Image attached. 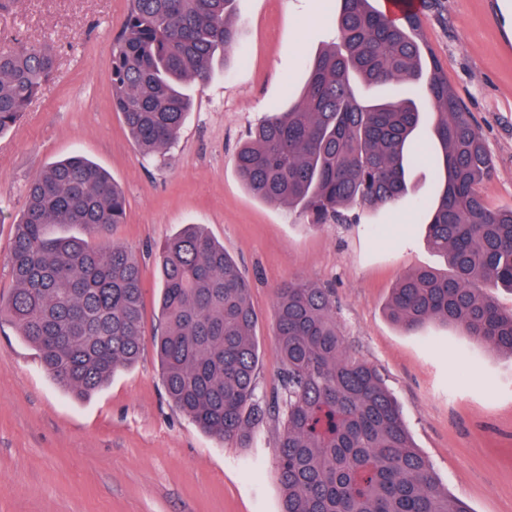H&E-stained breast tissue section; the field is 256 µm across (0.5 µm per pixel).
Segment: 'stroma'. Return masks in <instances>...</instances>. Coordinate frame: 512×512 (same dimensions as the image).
<instances>
[{"instance_id": "1", "label": "stroma", "mask_w": 512, "mask_h": 512, "mask_svg": "<svg viewBox=\"0 0 512 512\" xmlns=\"http://www.w3.org/2000/svg\"><path fill=\"white\" fill-rule=\"evenodd\" d=\"M334 0H236L237 41L206 84L176 144L139 156L112 109L107 75L129 0H14L0 10V45L51 44L56 73L0 137V291L30 180L78 152L106 168L126 197L107 235L141 261L146 338L138 361L85 399L41 367L11 326L0 327V512H280L277 430L263 422L246 445L227 444L172 407L151 341L159 330V262L150 249L185 224L223 243L251 284L258 316V392L281 371L276 293L311 281L335 292L350 351L381 372L417 448L449 496L472 512H512V356L438 320L413 333L392 322V290L418 270L447 272L429 248L417 205L437 191L419 163L394 209L356 224L314 226L253 196L234 154L266 115L298 97L306 64L332 37ZM512 0H431L424 39L471 112L494 165L482 192L512 207Z\"/></svg>"}]
</instances>
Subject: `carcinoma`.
Returning <instances> with one entry per match:
<instances>
[{
    "label": "carcinoma",
    "mask_w": 512,
    "mask_h": 512,
    "mask_svg": "<svg viewBox=\"0 0 512 512\" xmlns=\"http://www.w3.org/2000/svg\"><path fill=\"white\" fill-rule=\"evenodd\" d=\"M235 0H131L112 44L108 81L142 157L176 142L204 83L234 46ZM373 0H336L337 42L307 62L288 109L262 121L237 152L239 180L256 198L311 224L357 222L358 212L408 194L406 173L435 160L439 194L419 203L432 249L450 272L420 270L393 289L389 318L407 331L437 319L512 356V312L489 291L512 292V208L490 207L481 187L492 159L471 113L421 36L419 13L392 18ZM56 69L49 46L0 48V135L21 118ZM432 102L435 140L420 143L414 97ZM126 201L108 172L74 154L27 188L0 292L8 320L44 370L76 397L99 390L142 346V275L114 243L52 237L51 224L104 237L125 222ZM162 327L155 337L169 401L204 431L243 442L253 425L280 424L281 512H470L441 491L378 370L351 355L328 288L289 283L277 295L280 388L258 394L259 344L250 284L224 245L186 224L159 248Z\"/></svg>",
    "instance_id": "carcinoma-1"
}]
</instances>
